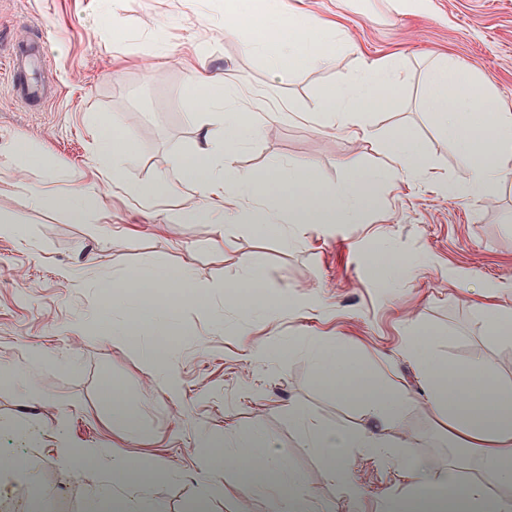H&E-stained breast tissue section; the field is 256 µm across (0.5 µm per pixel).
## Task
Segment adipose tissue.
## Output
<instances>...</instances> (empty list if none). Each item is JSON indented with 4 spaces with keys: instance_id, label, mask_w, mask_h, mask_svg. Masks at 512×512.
<instances>
[{
    "instance_id": "ef3b65f1",
    "label": "adipose tissue",
    "mask_w": 512,
    "mask_h": 512,
    "mask_svg": "<svg viewBox=\"0 0 512 512\" xmlns=\"http://www.w3.org/2000/svg\"><path fill=\"white\" fill-rule=\"evenodd\" d=\"M256 19L274 35L273 46L265 53L271 71L282 70L289 61L302 65L326 61L322 47L329 23L322 17L286 7L284 0H237L225 10L224 32L237 34ZM193 75L195 95L187 117L198 123L201 138L196 150L176 156L173 166L196 203L178 214L181 224L226 219L255 223L287 245L300 224L358 222L382 184L435 179L444 195L484 199L512 168V110L498 107L494 88L479 77L461 75L444 59L430 67L423 106L466 164L467 177L460 184L437 179L419 142L404 130L376 141L382 154L377 166L357 168L350 180L333 188L325 187L309 167L287 162L241 174L236 157L257 138L268 115L243 100L231 81H217L199 69ZM409 79L406 68L394 61L361 63L343 82L325 91L319 113L322 127L353 139L371 138L370 109L382 103L384 93L397 92ZM132 146L126 132L107 125L96 138L94 161L134 200L146 202L170 192L172 186L164 179L149 187L124 182L118 158ZM239 267L240 275L228 284L225 296L237 302L243 315L269 321L288 310V302L265 300L266 285L257 257L244 256ZM499 295L496 287L483 292L478 305L481 327L485 336L507 341L512 339V306L499 303ZM200 301L188 270L169 271L149 264L133 275L105 282L100 308L123 315L121 323L108 326L110 335L137 341L143 330L152 331L154 368L173 392L177 383L167 360V344L182 308ZM304 347L318 380L361 406L375 424L371 430H341L313 424L301 410L293 412L294 421L306 432L307 447L319 450L352 502L361 503L363 493L350 480L342 457L347 449L356 448L395 466L406 487L405 493L381 503L380 512H512V502L490 490L494 483L512 485V386L496 379L488 362L473 359L452 364L438 358L428 330L421 325L415 327L405 348L430 391L428 405L440 429L454 447L478 456L480 474L467 475L454 464L433 470L380 436V427L398 420L409 404L393 374L371 367L354 370L348 353L327 336L309 339ZM273 446V439L262 431L240 436L229 428L223 440L206 442L204 477L211 496H223L224 471L236 465L245 469L244 488L264 494L271 512H321L318 503L303 493L302 476L289 468L284 457L274 454ZM168 476L158 466L122 465L109 478L113 492L106 501L122 506L117 490Z\"/></svg>"
}]
</instances>
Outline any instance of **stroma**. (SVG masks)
<instances>
[{"mask_svg":"<svg viewBox=\"0 0 512 512\" xmlns=\"http://www.w3.org/2000/svg\"><path fill=\"white\" fill-rule=\"evenodd\" d=\"M329 19L342 15L348 43L329 48L319 66L271 72L263 52L244 53L237 38L222 35L225 0H0V54L44 35L51 60L42 76L57 89L41 111L23 108L0 79V221L22 225L23 238L0 236V367L38 366L33 384L0 385V454L26 459L25 471L0 480V512H90L106 473L124 461L147 462L171 473L142 488L123 490L130 512L141 501L162 512H268L248 493L242 471L224 474V495L205 491L200 448L224 436L271 434L275 452L300 473L309 495L325 512H356L292 417L299 408L323 426L368 429L366 412L336 396L314 376L304 348L267 365H250L244 348L269 349L325 334L344 345L361 368L389 365L412 403L393 425L390 443L412 446L424 462H455L456 454L429 412L420 373L403 353L410 318L433 330L432 348L451 363L489 361L512 382V342L483 335L480 314L460 284L475 291L503 284L512 304V173L494 198L444 197L431 188H380L375 205L358 223L319 224L284 246L242 223L169 224L165 218L191 204L178 190L144 207L128 198L94 164L99 120L130 134L134 152L124 163L128 181H177L173 160L192 152L199 133L188 122L193 85L184 61L195 48L215 77L234 75L258 104H278L287 117L264 124L239 152L236 167L252 173L282 161L313 167L328 187L351 178L346 160L377 164L375 142L400 127L421 142L437 174L460 183L466 168L418 97L426 60L454 59L495 87L512 108V0H431L426 13L399 15L379 0H291ZM112 29L111 44L97 36ZM394 57L413 79L395 104L371 117L375 141L352 140L319 128L324 89L345 79L361 59ZM39 168L29 188L15 176L29 157ZM35 190L88 194L83 221L64 209L37 207ZM226 247H214L216 238ZM257 255L270 296L287 295L302 313L283 312L270 322L243 318L224 301V285L239 272L238 259ZM390 254L412 266L401 278L374 256ZM147 264L188 269L205 302L182 310L167 350L182 386L169 395L153 373L151 340L129 342L98 325V300L106 279ZM121 391L133 429L113 427L102 388ZM88 451L83 468L62 465L72 449ZM350 478L370 504L402 493L395 468L349 449ZM55 487L46 498V487Z\"/></svg>","mask_w":512,"mask_h":512,"instance_id":"35a3bbf8","label":"stroma"}]
</instances>
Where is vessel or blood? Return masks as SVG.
Returning <instances> with one entry per match:
<instances>
[{
	"label": "vessel or blood",
	"instance_id": "vessel-or-blood-1",
	"mask_svg": "<svg viewBox=\"0 0 512 512\" xmlns=\"http://www.w3.org/2000/svg\"><path fill=\"white\" fill-rule=\"evenodd\" d=\"M49 59L46 44L37 40L15 44L4 65L8 87L12 95L27 108L36 110L51 97L45 85L35 77L37 70Z\"/></svg>",
	"mask_w": 512,
	"mask_h": 512
}]
</instances>
